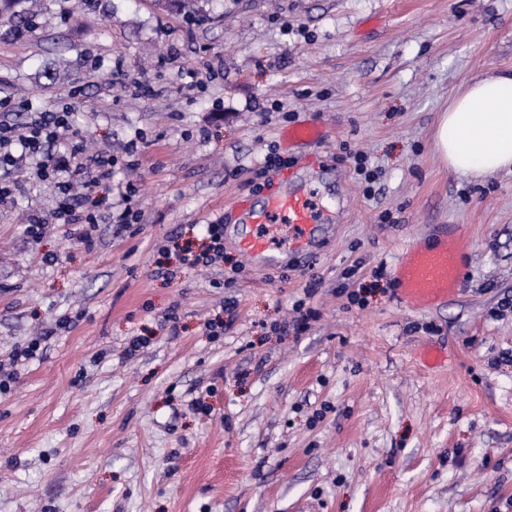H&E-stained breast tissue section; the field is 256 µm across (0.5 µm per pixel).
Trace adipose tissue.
<instances>
[{"label": "adipose tissue", "mask_w": 512, "mask_h": 512, "mask_svg": "<svg viewBox=\"0 0 512 512\" xmlns=\"http://www.w3.org/2000/svg\"><path fill=\"white\" fill-rule=\"evenodd\" d=\"M433 146L446 167L472 178L512 171V71L458 89L437 117Z\"/></svg>", "instance_id": "adipose-tissue-1"}]
</instances>
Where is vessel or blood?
Returning a JSON list of instances; mask_svg holds the SVG:
<instances>
[{
  "instance_id": "obj_1",
  "label": "vessel or blood",
  "mask_w": 512,
  "mask_h": 512,
  "mask_svg": "<svg viewBox=\"0 0 512 512\" xmlns=\"http://www.w3.org/2000/svg\"><path fill=\"white\" fill-rule=\"evenodd\" d=\"M249 230L238 241L239 249L249 258L268 259L283 249L297 254H311L315 248V232L320 225L332 224L337 214L317 201L315 190L300 188L280 190L265 196L258 205L241 200ZM287 225L290 235L274 241L278 225ZM464 248L459 239L446 240L435 249L405 246L398 273L414 298L436 300L449 298L461 282V256Z\"/></svg>"
}]
</instances>
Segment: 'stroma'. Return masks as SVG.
Here are the masks:
<instances>
[{"mask_svg": "<svg viewBox=\"0 0 512 512\" xmlns=\"http://www.w3.org/2000/svg\"><path fill=\"white\" fill-rule=\"evenodd\" d=\"M46 4L0 18V98L72 105L117 164L89 245L53 183L0 170V360L42 347L0 394V512H512V172L432 149L452 91L512 69V0ZM302 122L323 137L288 143ZM272 152L341 214L303 264L236 245ZM216 219L223 261L169 248ZM453 233L460 291L407 301L403 246Z\"/></svg>", "mask_w": 512, "mask_h": 512, "instance_id": "35a3bbf8", "label": "stroma"}]
</instances>
